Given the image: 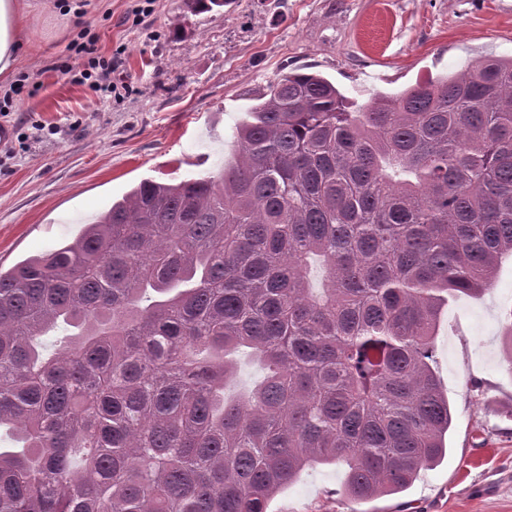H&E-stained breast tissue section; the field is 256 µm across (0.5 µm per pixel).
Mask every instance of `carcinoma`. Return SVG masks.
<instances>
[{
  "label": "carcinoma",
  "mask_w": 512,
  "mask_h": 512,
  "mask_svg": "<svg viewBox=\"0 0 512 512\" xmlns=\"http://www.w3.org/2000/svg\"><path fill=\"white\" fill-rule=\"evenodd\" d=\"M237 146L0 270V512H268L333 464L369 501L448 455L430 361L512 255V58L362 106L288 72ZM236 357L240 359V364L234 384L230 386L231 391L252 386L263 374L259 364L247 357L245 352Z\"/></svg>",
  "instance_id": "cac0c4a2"
}]
</instances>
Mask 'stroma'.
<instances>
[{
    "label": "stroma",
    "mask_w": 512,
    "mask_h": 512,
    "mask_svg": "<svg viewBox=\"0 0 512 512\" xmlns=\"http://www.w3.org/2000/svg\"><path fill=\"white\" fill-rule=\"evenodd\" d=\"M85 9L83 26L74 14ZM117 61L127 92L101 100L53 64L79 59V30ZM14 73L24 80L0 147V267L75 236L73 212L101 213L144 179L218 170L236 127L281 74H322L350 101L394 95L485 56H512V0H33ZM55 127L19 142L23 125ZM512 258L493 288L444 307L434 368L454 405L448 458L402 496L354 505L342 468L305 470L269 512H512Z\"/></svg>",
    "instance_id": "obj_1"
}]
</instances>
